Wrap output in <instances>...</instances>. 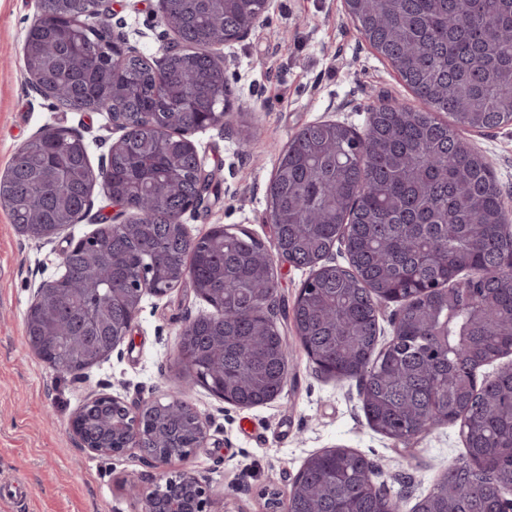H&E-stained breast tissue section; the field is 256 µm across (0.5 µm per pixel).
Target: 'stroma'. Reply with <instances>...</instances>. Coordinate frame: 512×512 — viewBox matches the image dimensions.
Returning a JSON list of instances; mask_svg holds the SVG:
<instances>
[{
  "label": "stroma",
  "instance_id": "obj_1",
  "mask_svg": "<svg viewBox=\"0 0 512 512\" xmlns=\"http://www.w3.org/2000/svg\"><path fill=\"white\" fill-rule=\"evenodd\" d=\"M112 21L142 54L160 57L170 38L158 0H112ZM38 0H0V171L29 138L48 126L83 137L99 166L120 132L103 112H70L32 89L22 63L28 28L40 17ZM225 58L231 122L192 133L215 175L218 191L182 222L191 236L221 225L244 229L275 248L266 189L276 158L290 138L315 122H337L364 133L367 109L381 98L413 105V93L346 14L342 0H274L240 42L213 46ZM254 136L248 148L242 129ZM461 136L491 160L503 206L512 216V125L465 129ZM112 206L93 194L80 223L45 241L26 238L0 209V480L21 483L26 499L0 502V512H141L124 476L151 484L155 469L139 450L100 456L68 430L71 416L94 393L127 401L168 400L183 393L206 420L208 439L185 467L217 495L212 512H266L267 495L286 494L311 455L352 448L380 468L402 512H413L448 466L466 454L458 424L399 443L375 432L353 379L317 371L292 322L281 327L290 380L274 400L244 408L203 386L185 387L176 354L185 324L210 313L191 283L163 297L145 296L130 336L111 355L77 373L50 367L29 349L25 315L34 289L61 272L69 243L90 235Z\"/></svg>",
  "mask_w": 512,
  "mask_h": 512
}]
</instances>
